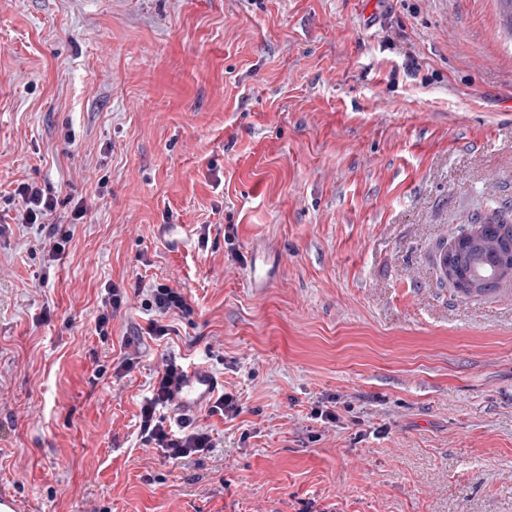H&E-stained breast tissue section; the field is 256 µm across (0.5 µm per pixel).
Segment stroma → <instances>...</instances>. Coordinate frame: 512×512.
Here are the masks:
<instances>
[{"mask_svg": "<svg viewBox=\"0 0 512 512\" xmlns=\"http://www.w3.org/2000/svg\"><path fill=\"white\" fill-rule=\"evenodd\" d=\"M24 182L57 200L60 260L13 221ZM497 211V0H0V491L26 512H512V279L467 298L436 267ZM139 279L183 286L192 318L143 336L132 295L97 333L105 285ZM171 359L244 407L198 411L215 446L182 464L137 429ZM336 396V425L311 418Z\"/></svg>", "mask_w": 512, "mask_h": 512, "instance_id": "35a3bbf8", "label": "stroma"}]
</instances>
